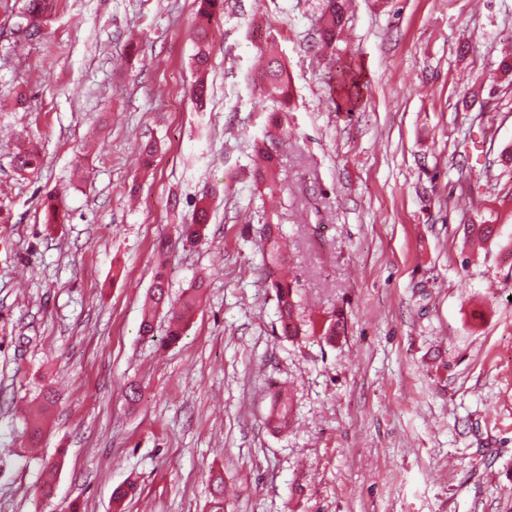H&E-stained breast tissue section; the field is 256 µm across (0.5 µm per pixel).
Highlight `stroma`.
Here are the masks:
<instances>
[{"instance_id": "obj_1", "label": "stroma", "mask_w": 512, "mask_h": 512, "mask_svg": "<svg viewBox=\"0 0 512 512\" xmlns=\"http://www.w3.org/2000/svg\"><path fill=\"white\" fill-rule=\"evenodd\" d=\"M27 2L0 0V512H212L219 481L225 512H512V0H347L332 52L328 0H224L201 107L195 0H50L21 40ZM272 51L289 96L269 198L250 76ZM204 192L206 238L184 245ZM272 222L304 319L342 311L335 344L283 338ZM160 264L171 300L207 281L170 346L166 311L139 334ZM47 0H29L24 12L19 15L16 31L20 37L38 35L44 14L48 8ZM330 2L327 11L320 17L318 35L322 47L333 50L336 31L341 28L343 20V4L338 3V0H331ZM292 411V398L282 390H277L272 397V406L269 414V423L274 428L282 429L287 427Z\"/></svg>"}]
</instances>
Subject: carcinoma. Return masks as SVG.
<instances>
[{"mask_svg":"<svg viewBox=\"0 0 512 512\" xmlns=\"http://www.w3.org/2000/svg\"><path fill=\"white\" fill-rule=\"evenodd\" d=\"M197 17L201 24L196 26V53L194 60L199 68L207 65L210 57L209 29L217 22L223 13V0H196ZM48 8L47 0H28L26 8L19 15L16 31L19 36H34L39 34L44 14ZM343 20V7L338 0H331L327 11L320 17L319 39L322 47L334 48L336 31L341 28ZM257 78L266 97L279 102L282 106L288 105V84L286 83V70L283 63L276 56H271L265 68L257 72ZM288 133L284 122L275 115L271 119V130L265 139L255 145V152L264 162L255 176L257 186L262 192L275 194L280 190L277 178V140ZM194 221L182 225L180 237L186 244H198L206 238L207 226L210 223L208 194H203L194 208ZM265 248L263 259L265 266V282L267 287L275 293L281 335L298 340L306 334L304 322L300 315L299 284L281 276L280 271L285 257L280 243L281 227L278 224L263 225ZM203 295V283L187 289L178 304L170 307L169 320L165 343L168 345L179 342L185 330V318L200 304ZM151 304L145 311L140 327V335L151 336L154 332V313L158 307L170 301L168 280L164 272L159 271L154 276L150 291ZM345 331L342 311L338 310L326 318L318 329V335L327 344L336 343V338ZM292 411V398L287 393L276 391L272 397V406L269 414V423L274 428L282 430L289 423Z\"/></svg>","mask_w":512,"mask_h":512,"instance_id":"cac0c4a2","label":"carcinoma"}]
</instances>
